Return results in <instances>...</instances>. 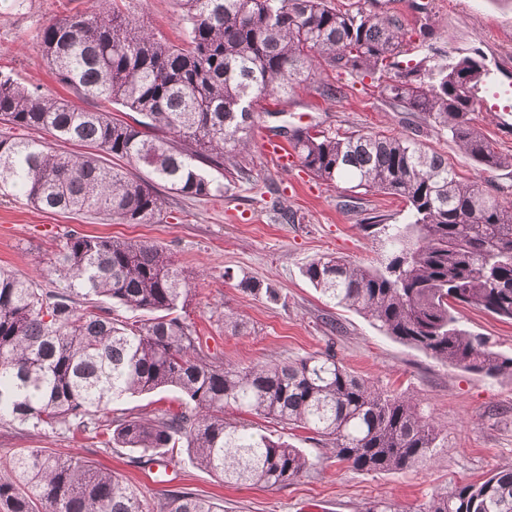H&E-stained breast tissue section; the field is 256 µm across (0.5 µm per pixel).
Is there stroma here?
Returning a JSON list of instances; mask_svg holds the SVG:
<instances>
[{"label": "stroma", "instance_id": "1", "mask_svg": "<svg viewBox=\"0 0 512 512\" xmlns=\"http://www.w3.org/2000/svg\"><path fill=\"white\" fill-rule=\"evenodd\" d=\"M125 2L145 28L180 42L179 0ZM90 6L91 0H0V74L60 92L38 33L49 21ZM366 6L401 20L408 58L444 51L482 56L485 88L502 97L494 111L481 103L474 123L499 152L512 155V0H366ZM338 83L344 94L337 100L304 87L260 102L248 137V179L221 180V192L204 199L166 194L160 215L148 224L44 212L20 191H0V266L37 277L46 288L54 253L68 231L155 242L191 283L186 319L204 353L230 366H248L333 350L375 387L415 397L448 438L440 457L412 470L367 474L339 463L311 432L255 414L237 421L301 448L313 463L309 473L282 488L233 486L182 452L172 465L180 479L168 485L159 482L154 465L138 463L127 449L106 452L68 433L7 422H0V454L11 448L77 451L121 475L148 503L174 488L221 499L224 512H363L377 500L391 502L397 512H412L436 490L457 481L479 482L512 466V381L449 366L393 340L362 315L333 306L304 276L310 261L328 254L369 268L385 264L391 246L384 234L370 231V223L408 221L398 197L353 193L316 179L299 159L283 169L267 156L264 143L276 125L410 133L405 115L385 102L376 77L345 76ZM424 141L447 157L462 181L478 182L502 203L512 202V167L481 169L445 134L432 132ZM245 277L257 290L240 287ZM461 316L465 326L512 355V323L469 307Z\"/></svg>", "mask_w": 512, "mask_h": 512}]
</instances>
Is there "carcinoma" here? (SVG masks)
<instances>
[{
	"mask_svg": "<svg viewBox=\"0 0 512 512\" xmlns=\"http://www.w3.org/2000/svg\"><path fill=\"white\" fill-rule=\"evenodd\" d=\"M120 0L44 25L39 43L55 80L86 109L0 75V123L44 130L90 148L64 155L52 143L0 135V184L41 210L92 213L148 224L162 210L155 191L207 198L204 167L247 176L252 104L317 84L327 99L342 87L327 70L388 77L386 102L418 119L413 135L315 127L286 131L302 165L329 184L401 198L409 223L384 224L395 248L382 269L341 256L313 259L304 275L336 306L393 339L465 371L512 380V355L471 333L460 309L512 321V205L458 179L430 152L421 129L446 132L476 165L512 166L474 125V91L488 72L457 53L402 64L400 20L362 0H181L184 36L174 44L123 11ZM477 70L471 83L461 73ZM122 160L138 174L110 167ZM54 287L0 268V421L64 429L97 448H128L143 463L169 465L183 448L229 484L280 488L307 473L302 450L224 419L262 415L320 437L336 460L366 473L399 472L435 459L445 437L413 398L383 391L327 350L293 362L224 366L202 353L182 317L191 285L162 246L69 234L51 267ZM123 310L127 315L117 314ZM139 312L150 317L141 319ZM175 390L178 409L144 419L99 413L126 396ZM0 512H224L171 490L150 505L115 472L75 452L21 448L0 461ZM416 512H512V468L437 491Z\"/></svg>",
	"mask_w": 512,
	"mask_h": 512,
	"instance_id": "cac0c4a2",
	"label": "carcinoma"
}]
</instances>
